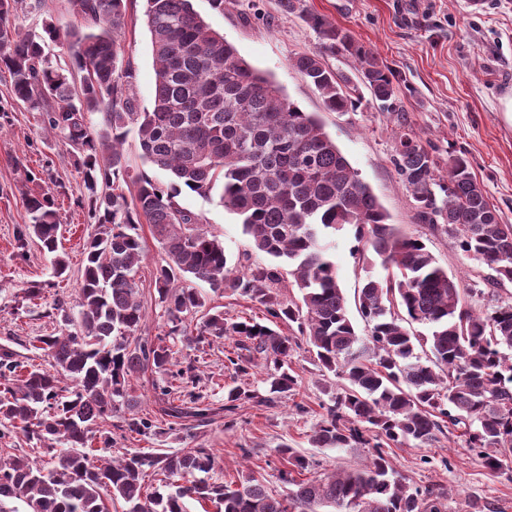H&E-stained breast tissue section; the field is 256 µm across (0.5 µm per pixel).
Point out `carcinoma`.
Returning a JSON list of instances; mask_svg holds the SVG:
<instances>
[{"instance_id":"carcinoma-1","label":"carcinoma","mask_w":512,"mask_h":512,"mask_svg":"<svg viewBox=\"0 0 512 512\" xmlns=\"http://www.w3.org/2000/svg\"><path fill=\"white\" fill-rule=\"evenodd\" d=\"M155 64L152 107L138 98L135 68L124 58L121 37L128 0H68L79 21L65 30L47 23L44 35L15 34L0 43V72L8 73L14 102L45 116L61 133L82 169L85 206L95 226L83 247L77 313H63L65 329L37 336L34 349L49 367L16 353H0V424L22 430L53 450L43 466L25 455L0 458V512H188L187 502L215 503L221 512H447L448 492L409 489L385 447H428L449 424L483 464L498 471L512 461V303L491 312L469 299L484 294L441 266L426 244L404 233L363 182L317 114L303 111L270 77L213 30L190 0H144ZM319 37L318 45L290 60L332 112H353L365 88L382 112L400 118L392 162L415 201L416 218L455 240L466 257L495 271L486 285L512 282V224L502 222L468 161L455 155L445 175L422 138L407 124L395 72L352 33L312 10L307 0H278ZM27 7L0 0V29ZM67 50L70 62L52 61L48 44ZM356 61L357 79L331 69L327 56ZM88 76L75 87L73 73ZM100 112L96 128L87 114ZM138 140L145 164L167 175L163 182L129 170L122 146ZM238 216L242 231L266 263L232 262L224 242L200 229V218L182 203L184 191L209 197ZM30 223L21 243L37 238L58 248L59 218L48 196H29ZM148 224L164 252L154 272L168 336L198 342L235 338L228 357L234 372L249 374L263 360L272 402L295 395L298 377L288 364L299 339L315 352L319 370L343 381L326 389V415L309 435L315 448H372L363 468L299 474L314 461L288 445L278 449L291 465L279 471L284 497L270 493L253 474L218 482L209 448L173 453L136 451L109 458L113 438L98 424L129 402L130 377L148 368L165 375L157 388L168 415L201 421L209 405L185 400V375L163 338L138 335L145 311L137 271L144 252L139 227ZM350 226L387 271L367 275L358 288V333L347 308L330 249ZM298 296L279 293L284 275ZM215 294L246 296L260 304L268 323L228 321L224 310L194 283ZM295 323L298 335L279 329ZM246 388L228 392L224 410L251 400ZM179 404H174V401ZM114 428L148 437L136 416ZM98 447H93V443ZM160 484L145 485L148 470ZM21 502L23 508L14 506Z\"/></svg>"}]
</instances>
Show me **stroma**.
Returning <instances> with one entry per match:
<instances>
[{
  "label": "stroma",
  "mask_w": 512,
  "mask_h": 512,
  "mask_svg": "<svg viewBox=\"0 0 512 512\" xmlns=\"http://www.w3.org/2000/svg\"><path fill=\"white\" fill-rule=\"evenodd\" d=\"M317 12L371 49L400 78L401 101L408 121L440 163L449 155H465L490 204L503 223L512 224V117L501 100L512 94V0H308ZM194 9L224 35L238 53L262 71L287 96L307 112H314L327 131L386 209L391 223L420 238L450 273L474 281L490 276V269L466 258L448 235L416 218L412 195L399 181L392 164L397 130L393 115L378 111L362 100L356 111H328L319 93L290 65L296 54L317 46V33L300 18L282 14L277 0H236L223 12L211 9L209 0H192ZM58 27L75 25L67 0H42L36 11L18 12L12 20L20 34H39L45 22ZM125 57L136 69L137 91L144 107L153 104L155 71L151 35L145 23L143 0H134L128 26L121 38ZM53 198L62 219L60 253L70 275H51L49 256L33 240L19 245L16 232L28 223L24 200L30 195ZM87 194L83 176L75 167L64 139L44 122L42 113L18 107L12 99L10 79L0 73V349L25 354L34 336L57 332L59 316L51 312L62 301L67 312L77 310L83 244L92 231L80 201ZM184 207L197 214L205 230L217 235L231 258L253 253L249 237L236 215L224 210L218 198L183 194ZM146 258L139 270L140 294L146 311L143 335L155 337L167 330L158 306L153 272L164 253L149 225H141ZM352 228L336 235L333 259L347 298L349 316L358 332L365 322L356 305L357 290L366 274L383 275L381 265L362 260ZM43 285L41 300H26L25 291ZM234 340L221 344L176 339L178 362L195 365L200 377L195 391L216 408L213 421L199 425L167 417L152 384L154 371L132 379L134 410L154 423L150 439L117 437L113 456L139 449L156 453L187 448H208L217 456L215 479L231 481L254 472L263 475L268 488L283 492L278 479L287 463L278 455L281 445L317 460L327 470L366 465L365 448H315L308 436L324 413L329 398L321 390L315 357L300 346L291 357L298 376L296 395L265 402L264 367L248 376H236L227 360ZM236 386L254 391L234 412L223 410L225 393ZM393 464L411 488L434 487L448 493V512H512V469L492 472L463 437L451 431L426 448H388Z\"/></svg>",
  "instance_id": "1"
}]
</instances>
